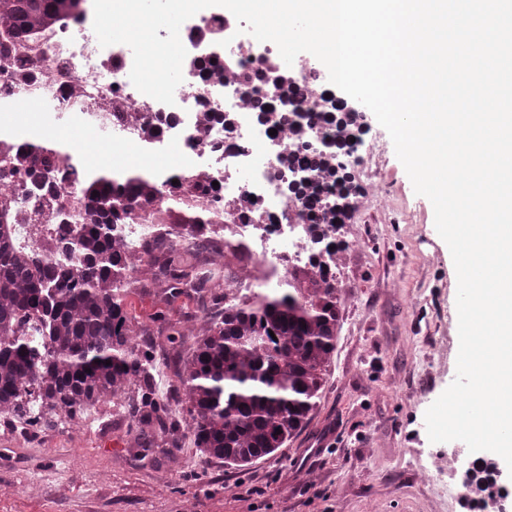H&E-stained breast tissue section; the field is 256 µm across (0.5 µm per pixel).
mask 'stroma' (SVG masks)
Masks as SVG:
<instances>
[{"instance_id": "stroma-1", "label": "stroma", "mask_w": 512, "mask_h": 512, "mask_svg": "<svg viewBox=\"0 0 512 512\" xmlns=\"http://www.w3.org/2000/svg\"><path fill=\"white\" fill-rule=\"evenodd\" d=\"M384 180L389 206L365 205L347 227L355 244L337 275L346 302L324 392L281 453L245 469L205 464L186 429L178 444L158 434L143 448L124 401L28 440L0 420V512H444L414 477L431 445L425 413L457 373V275L431 201L395 152ZM123 304L132 328L166 350L153 384L169 397L200 301L152 286Z\"/></svg>"}]
</instances>
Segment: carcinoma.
I'll list each match as a JSON object with an SVG mask.
<instances>
[{"label": "carcinoma", "instance_id": "cac0c4a2", "mask_svg": "<svg viewBox=\"0 0 512 512\" xmlns=\"http://www.w3.org/2000/svg\"><path fill=\"white\" fill-rule=\"evenodd\" d=\"M86 2L0 0V27L20 40L36 26L82 13ZM60 155L45 145L24 146L26 175L43 195L56 189ZM294 165L307 176L322 167V158L302 154ZM69 169L80 175L84 217L81 224L60 217L61 259L32 266L0 234V415L18 422L20 437L29 439L54 419L72 421L109 396H125L137 381L131 410L143 436L158 430L176 437L179 407L205 462L244 468L286 447L310 420L327 381L340 322L336 287L318 288L305 274L302 280L315 289L303 298L295 288L231 298V287L251 278L246 266L231 267L223 240L195 231L186 258L169 231L142 238L149 282L171 296L197 295L205 317L191 355L176 365L181 388L161 398L151 383L154 346L131 345L121 292L133 257L114 228L135 223L161 186L167 199L183 204L193 191L200 206L193 214H169L170 223L211 224L219 189L178 172L161 181L114 173L88 184L80 162ZM289 190L312 217L318 203L310 187L300 182Z\"/></svg>", "mask_w": 512, "mask_h": 512}]
</instances>
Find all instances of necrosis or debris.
<instances>
[{"label":"necrosis or debris","instance_id":"1","mask_svg":"<svg viewBox=\"0 0 512 512\" xmlns=\"http://www.w3.org/2000/svg\"><path fill=\"white\" fill-rule=\"evenodd\" d=\"M212 33L228 41L215 66L204 73L184 63L175 102L166 105L132 84L130 47L102 48L87 21L64 20L34 31L17 43L14 59L40 58V80L22 86L13 64L0 66V101L12 110L10 119L0 126V153L10 154L28 143L20 120L35 101L41 104L43 135L54 133L63 121L80 130V138L71 143L74 154H84L97 145L105 129L121 131L108 159L115 168L125 164L131 148L145 147L143 130L156 116H170L158 137L167 163L185 176L203 174L218 182L224 197L220 230L226 241L250 257L256 271L252 285L257 293L265 294L285 287L294 273L309 270L315 248L308 223L301 218L302 205L288 191L293 177L289 158L304 151L322 154L329 146H339L333 162L350 169L357 183L349 208H334L341 189L335 179L322 175L312 179L322 207L330 211L324 222L326 234L334 238L344 232L353 209L366 201L386 200L381 174L385 150L376 138L367 136L363 114L346 115L335 125L322 122L331 85L327 73L308 60L294 62L282 82L255 80L257 71L277 67L281 56L274 45L267 54H259L257 41L240 32L232 14H225L220 29L211 17H202L194 27L181 29L180 38L190 51ZM117 97L128 108L116 116L109 104ZM260 102L273 112V120H258L255 107ZM218 114L226 116V123L215 122ZM26 194V188L16 181L0 188V199L8 201L19 216L12 227L18 247L35 264L43 265L59 255L60 227L46 221L45 201L26 202ZM460 454L457 448L427 451L418 482L437 501L464 498L472 512H497L498 498L490 487L475 496L462 495L455 482Z\"/></svg>","mask_w":512,"mask_h":512}]
</instances>
